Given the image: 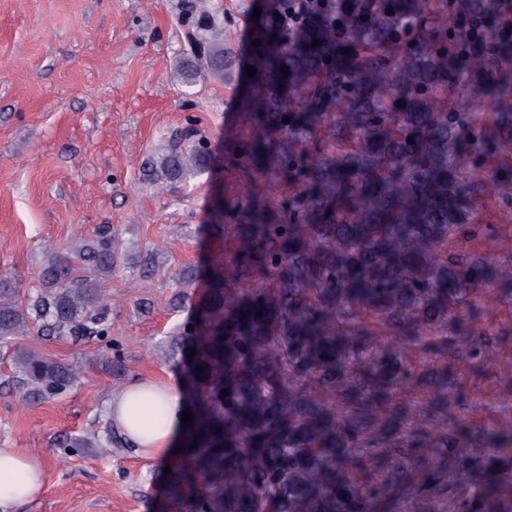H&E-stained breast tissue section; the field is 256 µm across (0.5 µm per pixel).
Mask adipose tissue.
Masks as SVG:
<instances>
[{
  "instance_id": "1",
  "label": "adipose tissue",
  "mask_w": 512,
  "mask_h": 512,
  "mask_svg": "<svg viewBox=\"0 0 512 512\" xmlns=\"http://www.w3.org/2000/svg\"><path fill=\"white\" fill-rule=\"evenodd\" d=\"M157 405L165 410L164 424H144L139 408ZM182 412V386L174 380L132 382L108 404L114 428L144 457L162 461L173 457L182 439ZM44 482V470L31 455L18 448L0 447V512H13L15 506L39 498Z\"/></svg>"
}]
</instances>
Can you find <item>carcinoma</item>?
Here are the masks:
<instances>
[{
  "label": "carcinoma",
  "mask_w": 512,
  "mask_h": 512,
  "mask_svg": "<svg viewBox=\"0 0 512 512\" xmlns=\"http://www.w3.org/2000/svg\"><path fill=\"white\" fill-rule=\"evenodd\" d=\"M338 2L290 33L262 31L247 113L256 132L234 147L242 181L214 225L224 261L184 330L195 349L183 378L193 417L181 457L191 470L174 481L190 492L188 512H376L433 445L448 449V480L472 488L456 512H512V464L484 438L451 426L434 434L420 408L400 436L395 417L370 406L381 389L407 398L414 374L401 350L421 330L452 325L466 339L454 349L461 365L483 355L463 305L491 267L441 251L467 228L472 196L512 184L484 168L493 147L512 146V112L488 131L471 103L475 92L493 101L512 91L500 76L512 37L494 24L499 0ZM454 8L462 21L450 27ZM231 58L215 23L202 59L178 63L174 77L229 80ZM322 129L329 148L313 150L308 139ZM211 163L190 124L152 169L177 183ZM117 254L103 225L45 254L26 304L0 280V348L10 349L18 389L45 398L75 384L73 368L15 340L33 329L107 337L102 285ZM367 314L395 337L392 349L373 346L360 326ZM387 447L397 478L360 481L366 458Z\"/></svg>",
  "instance_id": "carcinoma-1"
}]
</instances>
